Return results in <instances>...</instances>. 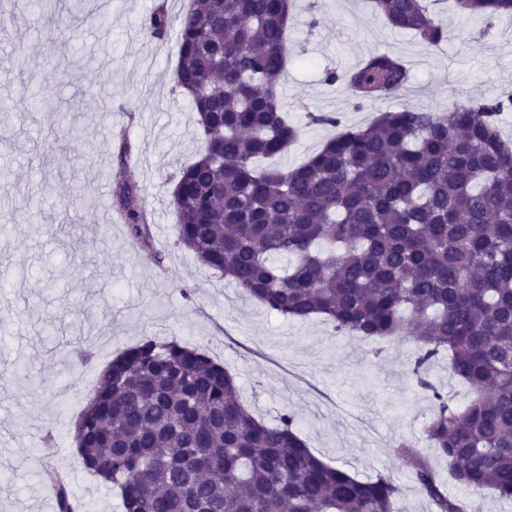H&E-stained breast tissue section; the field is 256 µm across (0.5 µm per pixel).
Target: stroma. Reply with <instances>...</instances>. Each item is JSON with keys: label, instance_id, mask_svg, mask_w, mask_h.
Instances as JSON below:
<instances>
[{"label": "stroma", "instance_id": "obj_1", "mask_svg": "<svg viewBox=\"0 0 512 512\" xmlns=\"http://www.w3.org/2000/svg\"><path fill=\"white\" fill-rule=\"evenodd\" d=\"M161 3L173 17L187 5L82 0L71 39L29 22L30 0H0L22 20L0 28V512H57L36 451L45 431L86 512H119L116 492L78 467L74 425L104 367L146 336L203 347L232 369L256 415L272 424L293 414L314 454L362 479L390 477L403 512H435L397 452L412 443L449 495H461L423 437L434 408L414 380L412 338L282 319L177 244L172 179L203 143L173 82L176 29L155 38L144 28ZM434 10L449 35L430 48L389 28L368 0H298L281 88L300 133L284 163L301 164L336 135L309 123L311 112L360 127L404 106L448 112L462 96L512 91V16L466 18L447 0ZM375 52L407 61V91L359 106L326 82ZM46 86L57 90L51 108H30ZM122 128L138 150L125 168L113 139ZM121 173L139 186L161 262L133 244L115 211Z\"/></svg>", "mask_w": 512, "mask_h": 512}]
</instances>
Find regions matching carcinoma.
<instances>
[{"label":"carcinoma","instance_id":"cac0c4a2","mask_svg":"<svg viewBox=\"0 0 512 512\" xmlns=\"http://www.w3.org/2000/svg\"><path fill=\"white\" fill-rule=\"evenodd\" d=\"M296 0H191L175 21V87L205 149L175 176L178 244L285 319L320 315L338 333L409 334L413 374L434 404L428 446L470 495L512 499V143L492 116L512 98L404 107L327 140L294 168L262 167L297 140L276 92ZM386 23L437 47L448 24L425 0H373ZM457 13L512 14V0H454ZM169 13L149 18L151 36ZM398 55L327 75L357 103L399 94ZM113 195L131 240L154 259L136 184ZM448 352L472 390L459 408L425 376ZM84 469L123 512H401L400 489L314 454L285 413L258 419L234 374L205 350L145 337L117 355L75 424ZM437 512H470L402 442ZM66 488L57 512H82Z\"/></svg>","mask_w":512,"mask_h":512}]
</instances>
